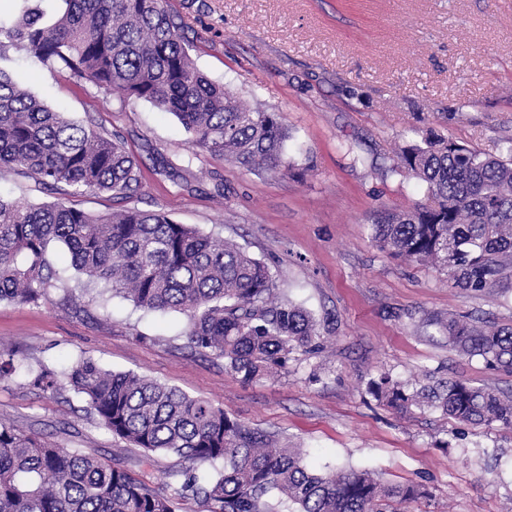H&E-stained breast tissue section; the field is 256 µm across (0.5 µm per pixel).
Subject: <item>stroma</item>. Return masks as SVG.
I'll return each instance as SVG.
<instances>
[{"instance_id": "stroma-1", "label": "stroma", "mask_w": 512, "mask_h": 512, "mask_svg": "<svg viewBox=\"0 0 512 512\" xmlns=\"http://www.w3.org/2000/svg\"><path fill=\"white\" fill-rule=\"evenodd\" d=\"M197 67L240 101L278 112L291 138L288 175L191 147L172 114L50 70L14 46L0 71L52 110L122 136L141 168L125 204L167 213L264 262L282 295L312 313L323 348L250 383L184 338L187 315L100 303L66 248L51 265L65 287L36 304L0 301V351L31 367L81 357L210 401L230 418L301 448L318 471L368 469L425 484L404 512H512V429L471 427L434 410L400 414L370 379H462L512 395L488 369L417 328L427 316L512 324L503 289L467 293L444 272L407 262L370 236L377 211L427 203L425 183L392 174L399 147L438 134L481 152L512 146V0H172ZM0 419L106 463L137 454L99 425L70 388L46 395L0 378Z\"/></svg>"}]
</instances>
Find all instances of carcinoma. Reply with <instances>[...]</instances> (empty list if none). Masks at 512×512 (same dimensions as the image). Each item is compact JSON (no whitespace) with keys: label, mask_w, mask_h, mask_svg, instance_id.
Wrapping results in <instances>:
<instances>
[{"label":"carcinoma","mask_w":512,"mask_h":512,"mask_svg":"<svg viewBox=\"0 0 512 512\" xmlns=\"http://www.w3.org/2000/svg\"><path fill=\"white\" fill-rule=\"evenodd\" d=\"M20 18L0 20V38L58 72L128 101L175 115L192 146L247 167L285 174L288 129L278 113L250 108L195 66L169 0H64L44 21L41 0H22ZM32 179L61 197L50 204L0 196V301L37 304L62 280L48 258L62 243L71 266L103 302L120 295L148 311L189 318V345L224 358L245 383L293 351L322 348L312 314L276 294L264 262L236 245L178 224L159 211L121 207L91 214L74 203L108 194L121 203L141 181L131 151L97 123L77 124L23 92L0 72V172ZM397 173L427 185L431 203L378 214L372 236L395 257L434 262L469 293L512 280V160L478 152L451 137L405 146ZM423 335L486 366L512 372V325L474 324L433 315ZM25 370L55 394L60 380L87 400L112 436L140 451L136 464L173 453L174 492L79 449L63 448L0 420V512H399L428 496L420 484L394 485L360 469L317 472L299 449L273 447L270 435L231 419L209 401L81 357L57 370L0 361V375ZM370 394L400 413L433 408L460 424L512 428V399L459 379L401 381L382 374ZM221 464L203 481L197 469Z\"/></svg>","instance_id":"obj_1"}]
</instances>
